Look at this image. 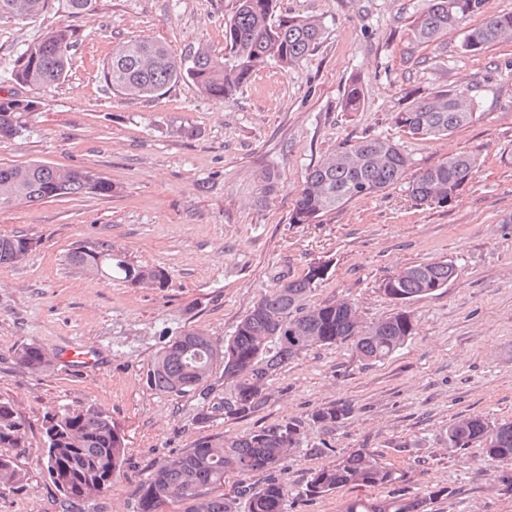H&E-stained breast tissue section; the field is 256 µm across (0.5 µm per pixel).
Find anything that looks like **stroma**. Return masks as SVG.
Wrapping results in <instances>:
<instances>
[{
  "mask_svg": "<svg viewBox=\"0 0 512 512\" xmlns=\"http://www.w3.org/2000/svg\"><path fill=\"white\" fill-rule=\"evenodd\" d=\"M235 0H97L68 17L49 7L24 20H0V97L20 94L10 71L25 44L69 24L79 35L68 75L48 92L24 132L0 139V164L32 160L84 168L115 186L112 197L78 195L0 211V236L40 237L18 264L0 268V402L25 423V445L9 449L23 481L0 489V512H58L61 494L46 469L44 424L58 412L105 411L125 438L112 485L79 512H139V495L158 466L202 438L221 441L310 416L334 402L354 413L332 431L312 429L288 459L286 512H344L381 487L348 486L308 497L312 474L366 450L402 476L427 512H512V461L489 463L479 445L449 447L448 425L478 415L512 422V41L463 52V31L439 46L413 45L425 0H278L282 16L322 26L317 47L296 68L266 61L233 99L203 95L190 81L160 98L134 100L109 90L102 67L124 41L149 38L176 56L224 52V23ZM360 78L363 102L343 109ZM455 86L475 101L472 121L441 139L414 138L393 117L406 91ZM189 135L177 134V127ZM386 137L410 158L403 181L354 199L312 224L289 221L306 174L358 137ZM475 153L472 181L445 207L414 202L409 182L445 157ZM272 170L277 191L258 194ZM78 241H105L169 277L163 288H134L71 265ZM454 261L448 287L413 301L415 333L389 360L368 364L352 341L291 359L269 382V398L242 418L200 422L196 396L151 389L158 352L193 329L231 335L275 274L303 276L330 262L327 279L305 300L354 302L363 324L398 305L379 290L391 272ZM35 342L54 356L33 374L15 351ZM93 350L79 367L72 345Z\"/></svg>",
  "mask_w": 512,
  "mask_h": 512,
  "instance_id": "stroma-1",
  "label": "stroma"
}]
</instances>
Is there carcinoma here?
<instances>
[{
  "label": "carcinoma",
  "instance_id": "1",
  "mask_svg": "<svg viewBox=\"0 0 512 512\" xmlns=\"http://www.w3.org/2000/svg\"><path fill=\"white\" fill-rule=\"evenodd\" d=\"M64 12L76 16L93 8L95 0H61ZM49 0H0V19H29L47 9ZM276 0H236L235 11L225 21V53L218 57L198 50L176 57L163 44L142 38L115 48L102 72L108 87L130 98L152 99L180 81L190 80L206 96L230 99L265 61L284 69L299 65L321 39L315 20L287 17L272 21ZM475 15L483 22L466 30L461 44L466 52H478L491 44L512 38V13L485 14V0H426L413 21V42L435 45L448 33L462 27ZM77 45L75 31L66 26L47 31L26 45L17 56L11 80L30 89L27 96L0 99V139L22 132L25 112H36L45 92L56 87L68 70ZM407 103L395 113L394 123L404 133L418 138H442L473 118L474 103L456 87L405 93ZM363 89L359 79L348 84L343 96L346 112L360 110ZM478 166L474 153L451 155L424 169L410 184L411 197L420 203L446 206L471 182ZM410 159L399 145L379 137H362L314 166L306 176L290 213L292 224H313L324 213L348 201L378 193L403 179ZM261 198L276 192L278 175L267 170L260 176ZM112 182L81 168L60 169L39 162L0 164V210L62 196L92 194L110 197ZM40 240L26 234L0 237V267L12 266L34 251ZM68 261L89 272L133 287L164 288V270L131 260L122 250L102 242L79 241L68 252ZM330 263L313 262L298 278L282 276L253 305L234 332L217 341L188 331L169 341L146 374L149 387L166 394H193L201 401L200 420L219 416L239 418L262 408L268 399L271 377L289 360L322 346L354 339L358 357L383 362L397 353L415 324L406 305L422 300L448 286L457 276L451 260L426 262L403 268L382 279L379 290L401 305L389 317L368 326L359 320L356 305L344 298L330 299L313 308L304 300L328 276ZM25 369L42 373L53 362L37 343L16 350ZM223 368L224 385L230 394L221 402L210 399L208 381L214 366ZM348 403L330 404L308 420L290 418L222 442L198 440L186 454L172 457L152 474L141 488L139 512H165L179 500L194 502L193 512H234L222 498L208 490L224 483V473L245 475L265 471L273 477L263 486H239L237 497L244 512H285L284 484L275 473L286 470L288 456L307 443L308 427L332 430L349 419ZM46 468L63 496V512L74 501L95 500L112 485L125 454V439L110 415L89 407L78 412L52 415L45 425ZM448 447L464 449L483 445L491 460H512V423L493 424L480 416L458 419L448 425ZM25 447L22 418L14 407L0 402V448ZM401 478L379 462L375 455L355 452L313 474L306 494H321L348 485L391 488L386 498L355 499L345 512H426V501L394 489ZM22 476L7 455L0 454V488H13Z\"/></svg>",
  "mask_w": 512,
  "mask_h": 512
}]
</instances>
